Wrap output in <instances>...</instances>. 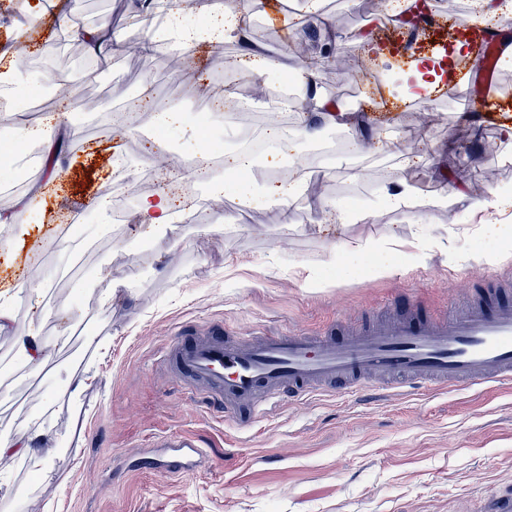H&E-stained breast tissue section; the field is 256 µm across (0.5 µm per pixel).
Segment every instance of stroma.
<instances>
[{"mask_svg":"<svg viewBox=\"0 0 512 512\" xmlns=\"http://www.w3.org/2000/svg\"><path fill=\"white\" fill-rule=\"evenodd\" d=\"M21 0H0V66L18 67L32 86H42L51 66L85 82L80 116H66L75 131L60 174L50 179L41 147L20 159L21 174L0 187V207L25 198L32 223L0 225V292L15 299V320L0 334V425L37 416L45 435L40 453L55 465L52 481L31 482L25 459L0 465V512H474L497 494L512 491V382L447 393L400 395L381 388L375 398L321 395L282 403L252 429L213 412L201 397L178 387L161 354L182 325L221 321L240 335L255 331L346 327L387 310L404 311L401 294L437 316L465 305L486 288L488 275L512 279V218L496 209L472 213L469 201L489 197L496 185H512V148L503 139L512 125V61L499 59L503 109L470 115L464 100L440 86L431 98L408 100L381 78L390 64L404 69V55L365 56L361 37L400 40L390 19L404 0H323L339 39L335 62L321 71L320 88L340 108L367 115L373 136L358 128L324 127L322 141L338 153L298 142V163L319 173L313 197L342 203L356 217L344 225H317L305 201L292 206L293 226L281 230L279 209L261 196L244 201L239 183L213 194L218 171L193 180L185 194L194 212L176 235L126 222L120 209L98 210L104 186L113 197L116 159L132 172L129 209L153 193L152 175L177 162L158 141L176 139L198 150L203 139L191 124L164 127L147 112L132 132L111 129L98 112L100 100L119 106L144 82L160 96L192 112L202 97L179 94L172 74L192 70L206 89L222 79L220 67L238 45L222 53L200 44L189 58L144 65L132 36L133 0H64L65 9L23 13ZM253 41L269 54L283 48L315 55L319 40L285 0H250ZM81 15L86 27L111 19L124 49L100 73L73 45L54 46L63 16ZM35 35L17 44V28ZM274 70L231 72L259 128L300 125L297 112L275 109ZM415 133L419 146L402 163L391 150ZM425 197L462 189L467 199L452 211L420 215L386 206L389 173ZM457 223L449 232V223ZM491 227L502 259L494 265L464 261L483 247L478 225ZM395 242L387 254L398 274H371V260L336 274V243ZM41 288L33 294L21 281ZM116 290L111 302L101 294ZM34 332L43 341L66 339L42 370L25 360L17 340ZM199 441L206 466L191 475L143 468L144 457L162 459L163 434Z\"/></svg>","mask_w":512,"mask_h":512,"instance_id":"stroma-1","label":"stroma"}]
</instances>
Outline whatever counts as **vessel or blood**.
I'll return each mask as SVG.
<instances>
[{
	"mask_svg": "<svg viewBox=\"0 0 512 512\" xmlns=\"http://www.w3.org/2000/svg\"><path fill=\"white\" fill-rule=\"evenodd\" d=\"M503 45L494 30L477 42L483 76L467 102L468 113L492 111ZM165 356L177 382L190 383L231 417L241 409L259 416L265 404L283 397L303 402L327 390H365L378 376L403 393L479 381L501 384L512 381V299H479L444 323L411 314L368 322L343 336L288 330L233 339L217 322L175 336ZM163 442L173 450L168 473H188L206 457L194 439L167 435Z\"/></svg>",
	"mask_w": 512,
	"mask_h": 512,
	"instance_id": "b4317fda",
	"label": "vessel or blood"
}]
</instances>
